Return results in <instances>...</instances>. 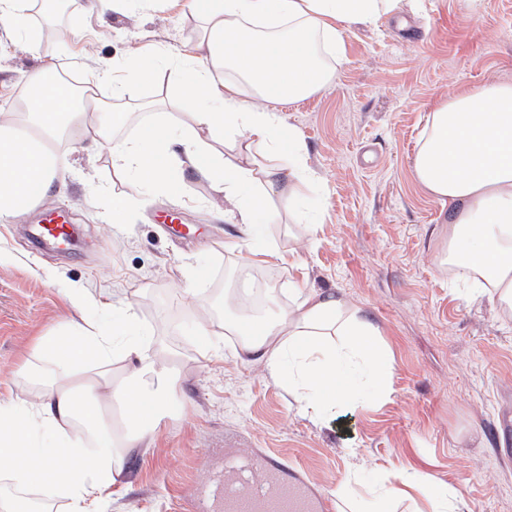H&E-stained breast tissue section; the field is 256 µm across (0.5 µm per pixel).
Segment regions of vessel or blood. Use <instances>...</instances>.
Returning <instances> with one entry per match:
<instances>
[{
	"mask_svg": "<svg viewBox=\"0 0 512 512\" xmlns=\"http://www.w3.org/2000/svg\"><path fill=\"white\" fill-rule=\"evenodd\" d=\"M38 237L58 247L69 246L71 227L65 213L56 212L39 225ZM203 500L214 501L223 512H325L326 502L301 473L280 478L257 467L232 468L223 478L200 491Z\"/></svg>",
	"mask_w": 512,
	"mask_h": 512,
	"instance_id": "vessel-or-blood-1",
	"label": "vessel or blood"
}]
</instances>
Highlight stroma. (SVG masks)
<instances>
[{
  "instance_id": "stroma-1",
  "label": "stroma",
  "mask_w": 512,
  "mask_h": 512,
  "mask_svg": "<svg viewBox=\"0 0 512 512\" xmlns=\"http://www.w3.org/2000/svg\"><path fill=\"white\" fill-rule=\"evenodd\" d=\"M407 21L346 28L328 84L274 105L323 180L308 202L315 225L288 213L281 174L267 202L272 222L251 246L225 251L241 227L208 180L182 167L180 198L147 193L113 168L106 143L88 139L63 140L49 198L0 223V251L14 258L0 265V402H39L25 367L37 337L73 313L66 284L134 301L139 319L177 354L176 399L151 447L133 451L123 483L106 493L107 512H197L194 491L222 475L227 459L246 455L299 471L331 512H363L380 481L405 470L448 486L463 512H512V318L472 297V278L449 273L446 213L410 171L436 100L512 81V0H424ZM59 27L67 41L55 39ZM37 29L34 53L0 38V113L22 96V76L43 69L70 72L111 99L112 84L94 82L97 71L160 48L190 53L201 23L188 0H148L133 11L70 0ZM178 97L166 66L129 86L124 99L139 109L122 136L144 122L180 120ZM116 197L127 203L121 224L109 221ZM49 210L68 213L80 230L70 253L29 242L28 227ZM194 266L206 280L192 281ZM256 271L276 274L280 306L302 280L361 308L390 355L387 394L317 416L288 399L262 364L241 363L236 337H214L221 357L202 352L193 334L199 315ZM346 481L351 505L336 496Z\"/></svg>"
}]
</instances>
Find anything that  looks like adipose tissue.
Masks as SVG:
<instances>
[{"label":"adipose tissue","instance_id":"ef3b65f1","mask_svg":"<svg viewBox=\"0 0 512 512\" xmlns=\"http://www.w3.org/2000/svg\"><path fill=\"white\" fill-rule=\"evenodd\" d=\"M423 0H190L203 31L194 54L139 57L102 70L101 80L122 89L144 82L161 65L176 73L187 105L183 120L141 125L130 138L115 128L127 111L103 120L99 101L73 102L68 89L47 71L24 76L14 112L0 115V222L18 218L17 201L43 202L58 176L55 142L106 140L114 166L148 189L180 193L172 177L186 165L209 180L234 206L244 235L267 224L272 214L262 203L272 193L276 166L288 171V211L303 213L308 191L320 177L308 162L300 135L285 126L273 103L321 90L331 72L325 52H339L348 25H376L381 19L420 11ZM237 134L236 157L227 160L216 144ZM417 185L448 215L444 234L449 257L467 259L488 276L491 304L512 313V82L465 87L435 103L424 138L411 163ZM73 318L38 339L28 377L42 392L37 404L18 399L0 404V512H21L23 491L47 485L60 491L69 512H104L101 496L123 476L125 457L153 442L167 403L174 395L173 361L132 304L114 305L108 294L95 297L69 290ZM108 307L112 320L90 321V307ZM238 337V358L264 364L270 379L303 407L327 413L356 402L358 383L367 380L385 392L389 365L379 330L361 310L331 294L302 285L292 288L288 308L272 316L221 318L199 322L203 349L219 350L215 329ZM134 404L135 417L107 422L108 402ZM423 494L434 512H458L447 487L419 483L411 473L381 482L374 491L376 512Z\"/></svg>","mask_w":512,"mask_h":512}]
</instances>
